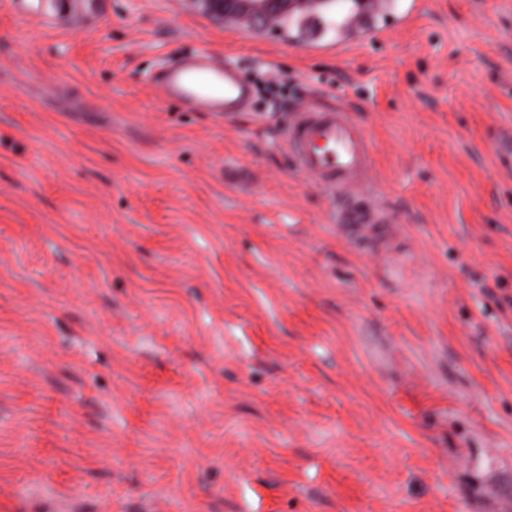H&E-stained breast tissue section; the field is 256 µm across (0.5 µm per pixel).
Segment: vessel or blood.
Listing matches in <instances>:
<instances>
[{"label": "vessel or blood", "mask_w": 512, "mask_h": 512, "mask_svg": "<svg viewBox=\"0 0 512 512\" xmlns=\"http://www.w3.org/2000/svg\"><path fill=\"white\" fill-rule=\"evenodd\" d=\"M386 0H371L366 10L345 18L336 29V49L382 33L376 19ZM162 99L175 98L197 112L229 118L248 109L253 89L236 66L204 50L185 55L155 80ZM284 142L295 167L331 194L344 197L367 189L373 145L352 115L342 109L307 105L294 112ZM496 168L512 175V129L500 133L493 147Z\"/></svg>", "instance_id": "vessel-or-blood-1"}]
</instances>
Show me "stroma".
I'll return each instance as SVG.
<instances>
[{
	"mask_svg": "<svg viewBox=\"0 0 512 512\" xmlns=\"http://www.w3.org/2000/svg\"><path fill=\"white\" fill-rule=\"evenodd\" d=\"M346 10L0 0V512H512V0L311 53ZM198 49L290 87L161 100ZM299 99L365 128L389 223H333ZM194 4L204 12L225 17L237 15L247 11L254 26L263 27L277 14L280 25L286 26L290 15L309 9H321L323 6L335 2L333 0H194ZM496 168L512 175V128L500 133L493 147Z\"/></svg>",
	"mask_w": 512,
	"mask_h": 512,
	"instance_id": "obj_1",
	"label": "stroma"
}]
</instances>
